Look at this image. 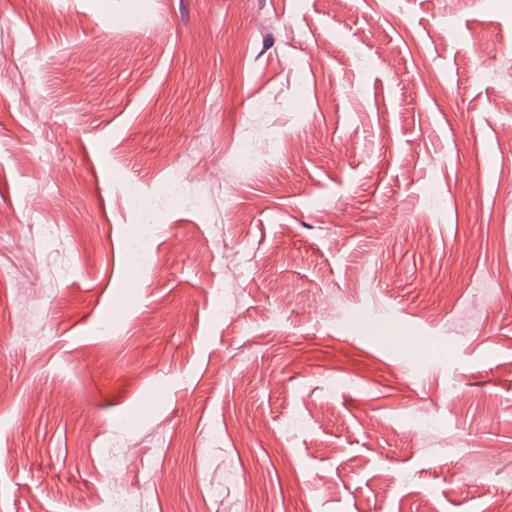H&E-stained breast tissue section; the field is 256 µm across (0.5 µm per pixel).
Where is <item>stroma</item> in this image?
Segmentation results:
<instances>
[{
    "mask_svg": "<svg viewBox=\"0 0 512 512\" xmlns=\"http://www.w3.org/2000/svg\"><path fill=\"white\" fill-rule=\"evenodd\" d=\"M508 57L512 0H0V512H111L106 445L140 512H498ZM235 167L243 173L262 168L267 163V155L262 152L256 143L248 136L237 137ZM187 186L188 182L184 178L176 177L173 180L157 182L148 194L139 181L129 179L121 184V192L126 197L130 208L138 213L143 221L149 222L152 217L148 205L151 195L174 197L184 192Z\"/></svg>",
    "mask_w": 512,
    "mask_h": 512,
    "instance_id": "1",
    "label": "stroma"
}]
</instances>
